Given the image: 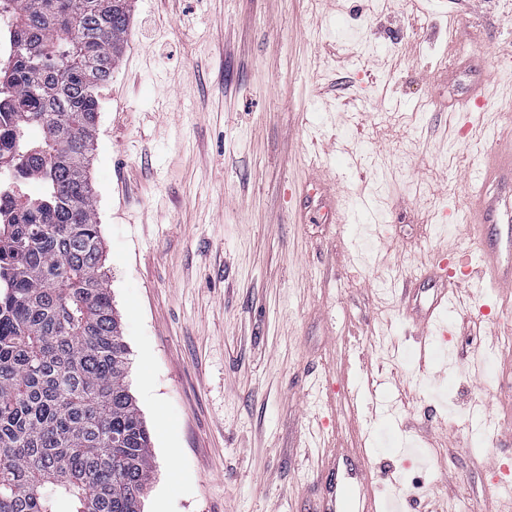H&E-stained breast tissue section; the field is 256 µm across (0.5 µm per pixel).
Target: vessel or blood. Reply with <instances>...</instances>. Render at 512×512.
I'll list each match as a JSON object with an SVG mask.
<instances>
[{
  "label": "vessel or blood",
  "mask_w": 512,
  "mask_h": 512,
  "mask_svg": "<svg viewBox=\"0 0 512 512\" xmlns=\"http://www.w3.org/2000/svg\"><path fill=\"white\" fill-rule=\"evenodd\" d=\"M488 98L487 84L477 81L464 95L452 99L450 107L452 111H462L473 104H487ZM490 138L492 151L461 178L462 228L469 248L477 255L470 269L477 282L487 281L493 287L512 290V128L493 126ZM457 286V280L443 278L422 318L423 331L437 326L451 301L450 292ZM342 503L352 512H380L375 488L366 479L343 487L330 485L321 512H336Z\"/></svg>",
  "instance_id": "vessel-or-blood-1"
}]
</instances>
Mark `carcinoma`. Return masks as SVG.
I'll return each instance as SVG.
<instances>
[{"label":"carcinoma","mask_w":512,"mask_h":512,"mask_svg":"<svg viewBox=\"0 0 512 512\" xmlns=\"http://www.w3.org/2000/svg\"><path fill=\"white\" fill-rule=\"evenodd\" d=\"M130 0H17L0 77V512H142L151 437L126 383L88 157ZM39 138H31L32 131Z\"/></svg>","instance_id":"1"}]
</instances>
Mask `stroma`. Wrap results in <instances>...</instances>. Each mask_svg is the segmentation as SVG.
<instances>
[{"mask_svg":"<svg viewBox=\"0 0 512 512\" xmlns=\"http://www.w3.org/2000/svg\"><path fill=\"white\" fill-rule=\"evenodd\" d=\"M502 57L512 0H132L89 172L128 384L151 434L143 512H318L349 458L382 512H500L512 362L492 288L428 336L458 179L488 139L443 110ZM366 45L352 53L353 37ZM498 422L484 433L483 408Z\"/></svg>","mask_w":512,"mask_h":512,"instance_id":"1","label":"stroma"}]
</instances>
